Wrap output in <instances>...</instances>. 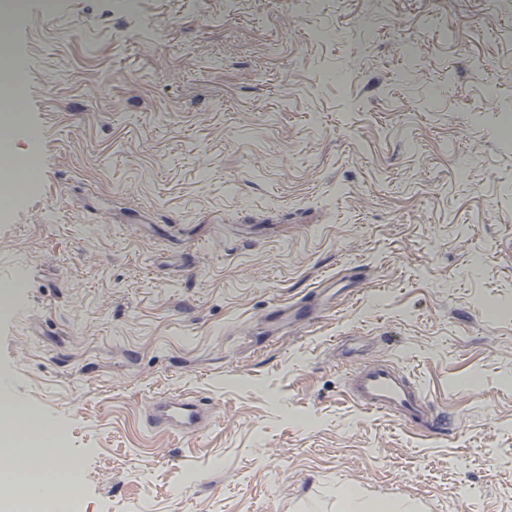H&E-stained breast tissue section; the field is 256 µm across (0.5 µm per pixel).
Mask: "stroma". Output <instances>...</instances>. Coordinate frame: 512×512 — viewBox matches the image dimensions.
Segmentation results:
<instances>
[{"instance_id":"stroma-1","label":"stroma","mask_w":512,"mask_h":512,"mask_svg":"<svg viewBox=\"0 0 512 512\" xmlns=\"http://www.w3.org/2000/svg\"><path fill=\"white\" fill-rule=\"evenodd\" d=\"M0 59L38 160L0 217V421L65 429L82 512H512V0H25ZM373 360L445 437L353 405ZM175 392L199 435L150 426ZM336 286V281H325L321 286H316L315 288H322L320 292L312 291L307 298L304 300L294 302L287 307H275L273 311L267 317L270 320V324L275 327L274 330L278 329L282 322L288 321V316L293 321H298L303 324H308L313 321L316 316V305H315V297L317 294H320L324 291L325 288H330ZM150 423L177 437H194L208 425L214 412L197 394L174 393L154 397L148 409Z\"/></svg>"}]
</instances>
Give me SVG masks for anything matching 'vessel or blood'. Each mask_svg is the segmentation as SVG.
I'll return each mask as SVG.
<instances>
[{
  "label": "vessel or blood",
  "instance_id": "vessel-or-blood-1",
  "mask_svg": "<svg viewBox=\"0 0 512 512\" xmlns=\"http://www.w3.org/2000/svg\"><path fill=\"white\" fill-rule=\"evenodd\" d=\"M315 317V299L310 296L287 307L274 308L269 320L277 328L290 319L307 324ZM347 393L360 410L394 418L420 433L434 434L443 426L442 419L428 415L421 385L400 367L380 362L365 364L350 374ZM148 416L153 426L184 438L201 433L214 412L199 395L174 393L154 397Z\"/></svg>",
  "mask_w": 512,
  "mask_h": 512
}]
</instances>
